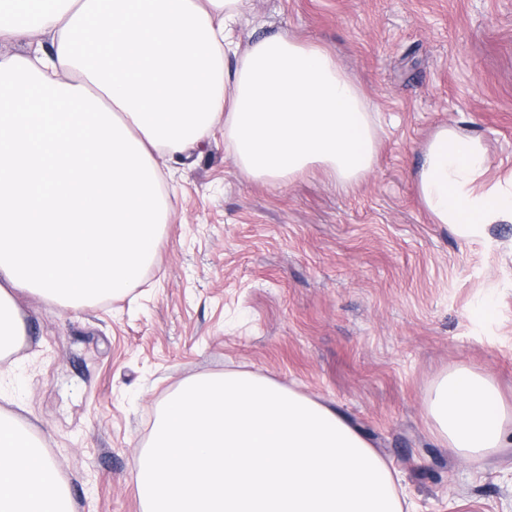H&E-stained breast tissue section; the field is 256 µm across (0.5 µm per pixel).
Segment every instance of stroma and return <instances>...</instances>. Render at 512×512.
Segmentation results:
<instances>
[{
    "mask_svg": "<svg viewBox=\"0 0 512 512\" xmlns=\"http://www.w3.org/2000/svg\"><path fill=\"white\" fill-rule=\"evenodd\" d=\"M279 34L360 81L375 171L348 190L318 171L260 183L220 126L191 158L160 160L167 222L137 282L77 310L15 291L26 336L0 360V412L65 475L74 512H142L159 404L250 372L343 412L413 512H512V447L471 466L425 405L454 367L512 397V223L460 237L412 179L443 124L480 136L490 179L512 175V0H249L240 44Z\"/></svg>",
    "mask_w": 512,
    "mask_h": 512,
    "instance_id": "stroma-1",
    "label": "stroma"
}]
</instances>
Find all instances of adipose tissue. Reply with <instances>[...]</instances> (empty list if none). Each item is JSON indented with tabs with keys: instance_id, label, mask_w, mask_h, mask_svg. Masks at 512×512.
Segmentation results:
<instances>
[{
	"instance_id": "obj_1",
	"label": "adipose tissue",
	"mask_w": 512,
	"mask_h": 512,
	"mask_svg": "<svg viewBox=\"0 0 512 512\" xmlns=\"http://www.w3.org/2000/svg\"><path fill=\"white\" fill-rule=\"evenodd\" d=\"M248 0H0V37L50 47L0 61V356L26 334L13 289L78 308L136 282L166 221L157 156L216 124L261 183L320 169L343 188L375 169L368 99L327 49L277 35L239 49ZM413 175L432 223L466 238L512 222L477 135L441 125ZM473 464L512 446V405L458 368L427 401ZM0 420V512H71L49 457ZM143 512H404L389 464L336 408L247 373L198 378L161 403L139 454Z\"/></svg>"
}]
</instances>
